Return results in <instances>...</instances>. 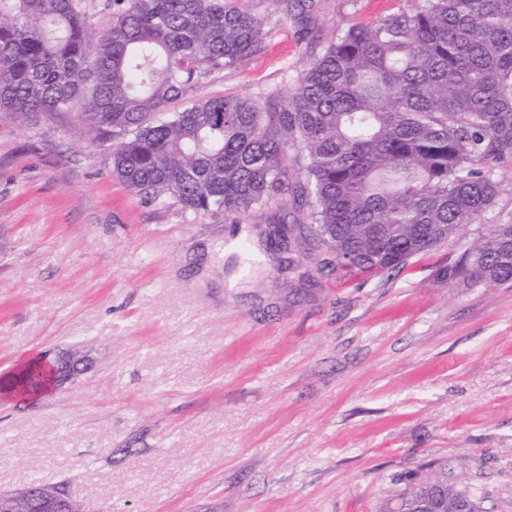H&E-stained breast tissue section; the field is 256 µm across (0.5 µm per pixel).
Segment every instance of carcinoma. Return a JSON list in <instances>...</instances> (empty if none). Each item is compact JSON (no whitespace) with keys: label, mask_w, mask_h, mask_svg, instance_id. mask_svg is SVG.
Returning <instances> with one entry per match:
<instances>
[{"label":"carcinoma","mask_w":512,"mask_h":512,"mask_svg":"<svg viewBox=\"0 0 512 512\" xmlns=\"http://www.w3.org/2000/svg\"><path fill=\"white\" fill-rule=\"evenodd\" d=\"M307 20L308 0H277ZM407 7L328 44L292 91L263 99L197 94L200 76L255 52L262 20L245 0H103L104 34L80 0H0V113L27 121L82 102L112 141V174L155 202L239 223L291 193L275 213L290 248L334 253L330 272H393L475 222L498 185L483 168L512 161V0H406ZM189 101L181 109L179 101ZM306 153L288 181V153ZM448 280L512 281V224L487 229ZM53 381L42 358L0 381L16 397ZM467 489L448 469L401 494L418 512Z\"/></svg>","instance_id":"obj_1"}]
</instances>
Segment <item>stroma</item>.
<instances>
[{
	"instance_id": "stroma-1",
	"label": "stroma",
	"mask_w": 512,
	"mask_h": 512,
	"mask_svg": "<svg viewBox=\"0 0 512 512\" xmlns=\"http://www.w3.org/2000/svg\"><path fill=\"white\" fill-rule=\"evenodd\" d=\"M308 23L247 0L259 49L204 97L286 95L335 38L404 0H310ZM492 205L401 270L337 282L323 250L281 268L267 214L234 224L112 174L78 108L0 114V376L73 352L39 403L0 394V492L64 488L84 512H387L435 466L512 512V283L445 271L512 224Z\"/></svg>"
}]
</instances>
